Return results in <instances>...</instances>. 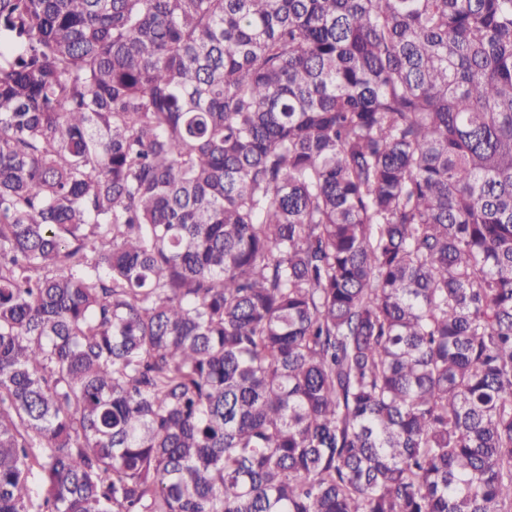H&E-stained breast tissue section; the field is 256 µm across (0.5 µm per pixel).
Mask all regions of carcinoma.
Masks as SVG:
<instances>
[{"mask_svg": "<svg viewBox=\"0 0 512 512\" xmlns=\"http://www.w3.org/2000/svg\"><path fill=\"white\" fill-rule=\"evenodd\" d=\"M0 512H512V0H0Z\"/></svg>", "mask_w": 512, "mask_h": 512, "instance_id": "cac0c4a2", "label": "carcinoma"}]
</instances>
